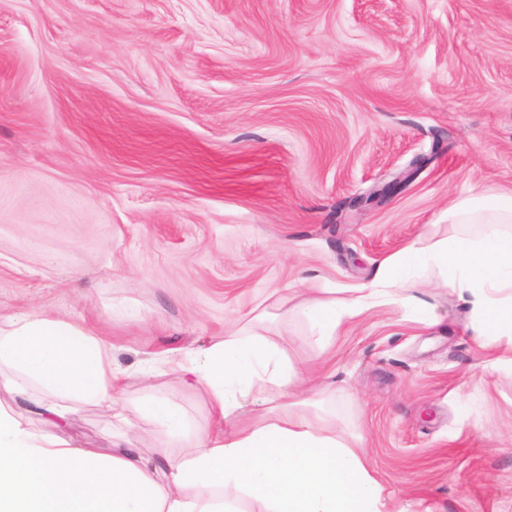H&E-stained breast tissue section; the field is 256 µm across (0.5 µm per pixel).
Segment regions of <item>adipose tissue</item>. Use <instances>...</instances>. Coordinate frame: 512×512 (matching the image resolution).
I'll return each instance as SVG.
<instances>
[{
	"instance_id": "ef3b65f1",
	"label": "adipose tissue",
	"mask_w": 512,
	"mask_h": 512,
	"mask_svg": "<svg viewBox=\"0 0 512 512\" xmlns=\"http://www.w3.org/2000/svg\"><path fill=\"white\" fill-rule=\"evenodd\" d=\"M456 233L420 239L388 257L371 285L351 295L308 289L297 304L315 341L327 346L343 323L384 302L411 304L407 277L438 271L466 295L482 346L512 336V190L486 188L448 211ZM478 224V235L459 225ZM171 371L202 392L205 427H194L163 394L140 405L164 437L150 456L132 446L122 394L129 371L112 364V347L93 329L48 313L0 316V512H387L384 486L361 444L328 429L313 390L280 344L231 334L185 352ZM38 415L29 425L15 400ZM266 405L254 424L246 409ZM106 412L99 446L76 447L61 424L85 407Z\"/></svg>"
}]
</instances>
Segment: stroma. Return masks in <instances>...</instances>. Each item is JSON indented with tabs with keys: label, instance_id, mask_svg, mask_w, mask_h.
Here are the masks:
<instances>
[{
	"label": "stroma",
	"instance_id": "35a3bbf8",
	"mask_svg": "<svg viewBox=\"0 0 512 512\" xmlns=\"http://www.w3.org/2000/svg\"><path fill=\"white\" fill-rule=\"evenodd\" d=\"M490 186L512 189V0H0V314L90 327L131 371L235 325L283 342L389 512H512V338L480 349L416 285L438 324L383 304L323 349L300 288L370 283Z\"/></svg>",
	"mask_w": 512,
	"mask_h": 512
}]
</instances>
